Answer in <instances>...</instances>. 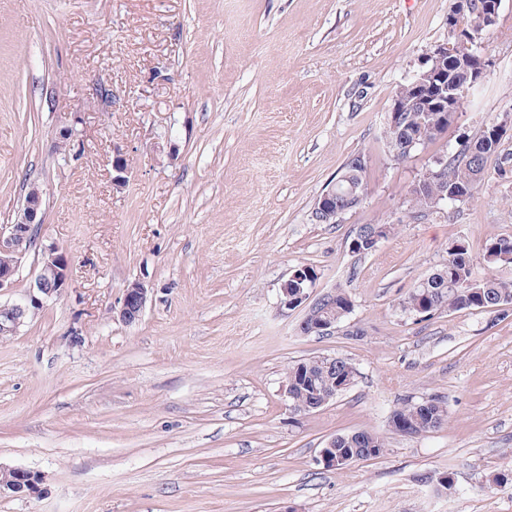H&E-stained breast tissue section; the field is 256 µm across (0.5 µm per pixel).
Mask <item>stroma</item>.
Segmentation results:
<instances>
[{
    "label": "stroma",
    "instance_id": "stroma-1",
    "mask_svg": "<svg viewBox=\"0 0 512 512\" xmlns=\"http://www.w3.org/2000/svg\"><path fill=\"white\" fill-rule=\"evenodd\" d=\"M452 3L0 0V225L38 187V241L71 265L68 288L0 337V465L43 478L0 512H512V487L489 485L512 471V315L400 306L456 240L480 277L486 240L512 233V163L473 198L409 202L434 158L512 119V0L447 135L403 161L384 145L393 96L447 41ZM357 155L361 205L317 223ZM380 221L395 232L352 253ZM302 264L314 295L352 294L329 334H302L303 310L279 302ZM135 280L148 301L127 324L112 310ZM316 355L358 376L300 415L285 372ZM430 396L448 405L441 429L389 427ZM356 430L382 436L383 454L324 469L320 448Z\"/></svg>",
    "mask_w": 512,
    "mask_h": 512
}]
</instances>
